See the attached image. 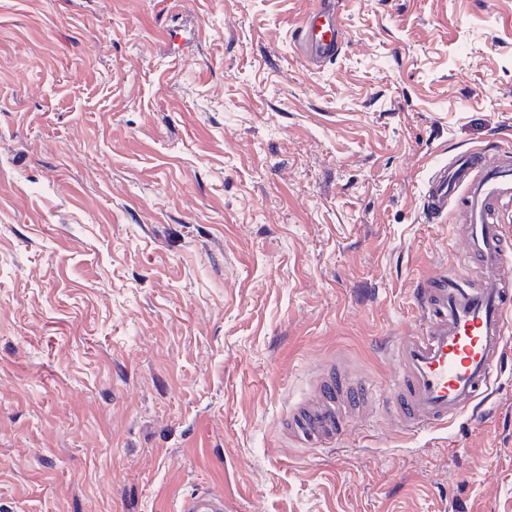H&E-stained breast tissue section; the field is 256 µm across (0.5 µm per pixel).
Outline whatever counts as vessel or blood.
Listing matches in <instances>:
<instances>
[{"instance_id": "b4317fda", "label": "vessel or blood", "mask_w": 512, "mask_h": 512, "mask_svg": "<svg viewBox=\"0 0 512 512\" xmlns=\"http://www.w3.org/2000/svg\"><path fill=\"white\" fill-rule=\"evenodd\" d=\"M346 39L335 0H323L300 22L294 42L308 66L333 60ZM468 217L458 269L419 292L423 325L396 347L398 367L385 389V407L402 427L421 431L447 425L461 414L478 413L495 383L512 328V238L500 223L512 205V151L481 149L456 153L429 177L422 197L428 223L443 222L454 204ZM314 406H292L282 429L298 446L340 442L351 420L346 403L372 396L369 387L344 392L339 377L326 374ZM177 512H224L222 493L206 490L184 496Z\"/></svg>"}]
</instances>
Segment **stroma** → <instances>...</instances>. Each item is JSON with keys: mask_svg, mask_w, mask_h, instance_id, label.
I'll return each instance as SVG.
<instances>
[{"mask_svg": "<svg viewBox=\"0 0 512 512\" xmlns=\"http://www.w3.org/2000/svg\"><path fill=\"white\" fill-rule=\"evenodd\" d=\"M0 0V512H512V351L481 415L340 446L289 406L385 386L465 216L457 152L512 148V0ZM346 39L344 17L334 0H323L294 31V42L308 66H321L333 60ZM319 391V403L312 407L292 406L282 422V431L303 448L326 447L342 441L351 426L342 395L352 403L373 394V388L361 385L352 392H344L341 379L330 372L321 378ZM178 512H224V495L214 490L198 491L184 496Z\"/></svg>", "mask_w": 512, "mask_h": 512, "instance_id": "obj_1", "label": "stroma"}]
</instances>
